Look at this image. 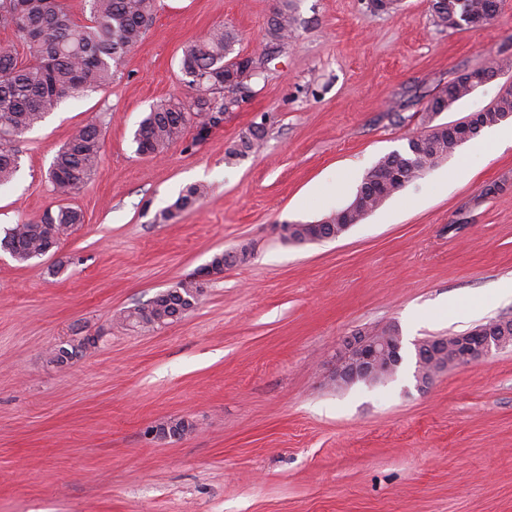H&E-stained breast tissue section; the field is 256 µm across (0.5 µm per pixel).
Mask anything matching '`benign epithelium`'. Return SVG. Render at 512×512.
<instances>
[{
	"label": "benign epithelium",
	"mask_w": 512,
	"mask_h": 512,
	"mask_svg": "<svg viewBox=\"0 0 512 512\" xmlns=\"http://www.w3.org/2000/svg\"><path fill=\"white\" fill-rule=\"evenodd\" d=\"M478 114L445 125L448 137L460 146L470 140ZM512 348V320L492 321L471 331L440 336L424 344L416 342L418 363L428 356L433 360L415 372L416 387H429L437 376L452 367L477 362L494 351ZM402 336L389 326L381 331H359L347 337L331 355L330 380L339 385L375 383L393 375L402 363Z\"/></svg>",
	"instance_id": "obj_1"
}]
</instances>
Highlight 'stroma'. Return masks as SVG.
Masks as SVG:
<instances>
[{
	"instance_id": "stroma-1",
	"label": "stroma",
	"mask_w": 512,
	"mask_h": 512,
	"mask_svg": "<svg viewBox=\"0 0 512 512\" xmlns=\"http://www.w3.org/2000/svg\"><path fill=\"white\" fill-rule=\"evenodd\" d=\"M278 0H158L110 85L63 99L17 144L0 230L61 199L48 179L72 130L103 149L71 195L84 221L55 254L0 251V512H512V350L449 369L426 390L414 343L512 318V148L489 131L341 237L284 242L275 227L345 207L366 173L427 127L428 100L512 58V0L490 22L435 26L430 0H291L294 37L253 97L203 141L158 157L134 134L182 97L187 45L224 25L260 54ZM512 89V69L438 115L458 122ZM267 116L259 150L227 148ZM206 196L161 220L187 186ZM246 261L204 281L182 319L119 321L219 252ZM396 326L404 361L378 384L337 386L323 361L358 331ZM96 343L65 365L48 352ZM171 417L180 439L152 436Z\"/></svg>"
}]
</instances>
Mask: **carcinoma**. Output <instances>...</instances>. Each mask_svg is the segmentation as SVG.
I'll return each instance as SVG.
<instances>
[{
    "label": "carcinoma",
    "mask_w": 512,
    "mask_h": 512,
    "mask_svg": "<svg viewBox=\"0 0 512 512\" xmlns=\"http://www.w3.org/2000/svg\"><path fill=\"white\" fill-rule=\"evenodd\" d=\"M85 5L89 17L81 21L69 0H0V29L12 31L29 52L23 60L11 46L0 45V186L10 184L19 170L15 142L54 111L62 98L110 83L124 57L153 24L157 12V0H85ZM496 6L495 0H433L432 12L436 25L457 29L469 24L471 17L483 14L492 18L491 11ZM294 22L289 0H281L267 23V43H288ZM236 44L234 30L218 26L184 49L180 70L190 93L182 99L162 102L148 112L134 136L138 154L157 157L181 141L191 124L203 131L211 124V113L233 112L245 101L240 88L252 86L259 74L251 75L249 81L243 76L249 64L258 60L236 51ZM468 95L470 91L460 75L428 102L429 117L452 110ZM506 112L512 113V100L501 97L481 114V128L502 122ZM265 133L264 126H252L228 154L244 157L252 153ZM422 138L417 155L409 145L403 152L382 157L366 174L353 200L322 218L327 227L320 234L330 235L342 219L359 223L456 150L455 143L448 140V131L440 124L432 126ZM102 144V129L93 122L73 131L49 171L59 195L69 196L88 181L101 159ZM203 196L202 187H187L162 212V218L167 220L192 208ZM81 223L83 215L78 208L60 206L38 221L4 230L0 250L23 264L57 249L61 240ZM196 288L195 280H182L158 294L152 306L125 310L119 318L142 327L172 323L187 300L194 298Z\"/></svg>",
    "instance_id": "carcinoma-1"
}]
</instances>
